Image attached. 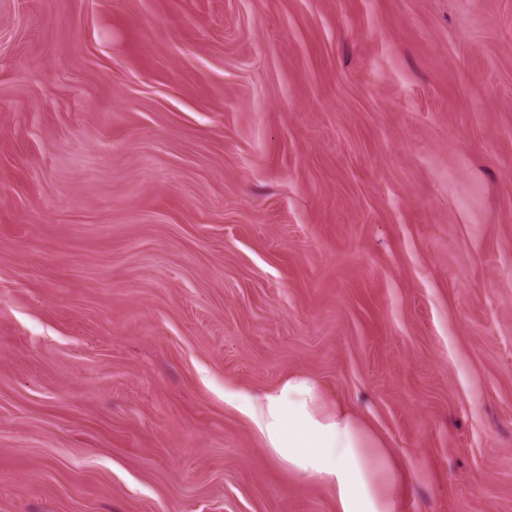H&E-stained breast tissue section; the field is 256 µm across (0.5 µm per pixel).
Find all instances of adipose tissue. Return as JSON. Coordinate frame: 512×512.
Masks as SVG:
<instances>
[{
	"label": "adipose tissue",
	"mask_w": 512,
	"mask_h": 512,
	"mask_svg": "<svg viewBox=\"0 0 512 512\" xmlns=\"http://www.w3.org/2000/svg\"><path fill=\"white\" fill-rule=\"evenodd\" d=\"M288 474L328 484L336 512H400L399 457L360 414L293 372L257 394H227Z\"/></svg>",
	"instance_id": "ef3b65f1"
}]
</instances>
